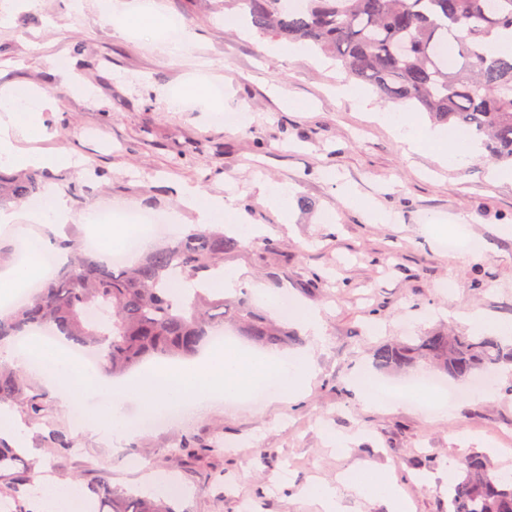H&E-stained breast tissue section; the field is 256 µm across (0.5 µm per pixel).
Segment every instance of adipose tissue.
<instances>
[{"instance_id": "ef3b65f1", "label": "adipose tissue", "mask_w": 512, "mask_h": 512, "mask_svg": "<svg viewBox=\"0 0 512 512\" xmlns=\"http://www.w3.org/2000/svg\"><path fill=\"white\" fill-rule=\"evenodd\" d=\"M26 91H19L16 99L19 103L13 120L0 123V162L18 169L55 168L68 169L79 166L80 161L69 154H38L19 148L16 144L18 132L40 136L45 132L41 115L52 109L53 101L41 96L35 106L25 107ZM401 140L409 151L419 152L420 144L433 140L440 145V157L449 164L464 161L472 156L473 145L458 141L454 137L443 135L419 124L418 121L401 119L398 125ZM71 218V211L62 195L55 189L18 208L0 209V224L13 226L18 234H26L31 226L46 224H64ZM41 276L38 254H30L20 264L0 270V300H11L25 288L31 286ZM347 489L360 496H381L390 504V512H406L407 503L401 496L392 478L376 471L353 472L347 475L341 487L327 484H313L303 489L306 498L318 504L321 512H341L340 489ZM89 503L80 487L72 483L45 480L39 485L37 512H88Z\"/></svg>"}]
</instances>
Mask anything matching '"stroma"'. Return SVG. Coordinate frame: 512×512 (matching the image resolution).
<instances>
[{"label": "stroma", "instance_id": "35a3bbf8", "mask_svg": "<svg viewBox=\"0 0 512 512\" xmlns=\"http://www.w3.org/2000/svg\"><path fill=\"white\" fill-rule=\"evenodd\" d=\"M156 3L167 25L188 33L192 46L182 55L170 54L164 31L121 29L104 0H0V91L30 86L54 99L47 135L25 147L81 160L52 172L73 220L43 232L80 241L83 214L126 209L173 218L185 233L196 219L175 184L229 199L225 224L239 214L267 228L224 262L242 272L237 296L261 286L260 307L269 312L271 297L288 293L320 311L325 341L299 400L216 399L205 413L139 426L125 443L129 467L103 435L70 427L76 389L29 374L54 400L55 423L78 442L57 456L43 446L45 425L24 426L34 481L84 488L104 474L115 490L157 499L153 481L167 477L179 488L168 498L174 512H246L249 504L256 512H317L303 487L373 468L396 481L410 512H448L443 475L464 454L478 451L497 470L512 469V393L500 386L512 381V368L493 375L499 389L488 400L455 384L441 413L362 403L351 376L364 368L377 382L403 383L404 375L376 368L373 350L435 329L468 333L451 311L512 316V184L489 180L491 166L478 156L443 168L432 148L406 154L394 131L336 95L337 82L354 83L340 61L322 65L315 49L274 55L275 40L229 26L234 12L219 0ZM195 78L209 93L185 95ZM357 86L377 111L426 118ZM265 184L287 190L289 223L264 200ZM347 190L360 206L344 198ZM375 204L392 222L371 223L364 210ZM433 216L463 217L484 250L453 246V234L430 230ZM334 435L347 438L345 451L331 443ZM179 439L194 453L172 456Z\"/></svg>", "mask_w": 512, "mask_h": 512}]
</instances>
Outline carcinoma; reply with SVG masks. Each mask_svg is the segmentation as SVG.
<instances>
[{
	"instance_id": "obj_1",
	"label": "carcinoma",
	"mask_w": 512,
	"mask_h": 512,
	"mask_svg": "<svg viewBox=\"0 0 512 512\" xmlns=\"http://www.w3.org/2000/svg\"><path fill=\"white\" fill-rule=\"evenodd\" d=\"M224 0L263 35L303 40L335 54L349 76L383 98L411 103L433 121L466 128L491 161L512 166V57L496 55L492 36L512 30V0ZM46 173L0 175V205L37 191ZM221 228L179 234L135 265H102L76 253L59 264L39 291L0 315L5 340L46 328L72 347L95 351L99 368L120 375L151 355L192 357L209 333L226 323L266 349L288 344V323L248 299H229L211 287L224 276V260L241 249ZM376 366L404 371L431 363L449 377L480 380L512 366V344L491 334L430 332L411 344H383ZM22 420L44 423L53 414L48 394L24 371L0 359V406ZM45 447L60 455L76 444L51 425ZM32 464L0 437V512H24ZM448 512H512V475L496 474L487 456L473 451L458 463ZM89 490L94 512H171L167 504L112 489L101 476Z\"/></svg>"
}]
</instances>
